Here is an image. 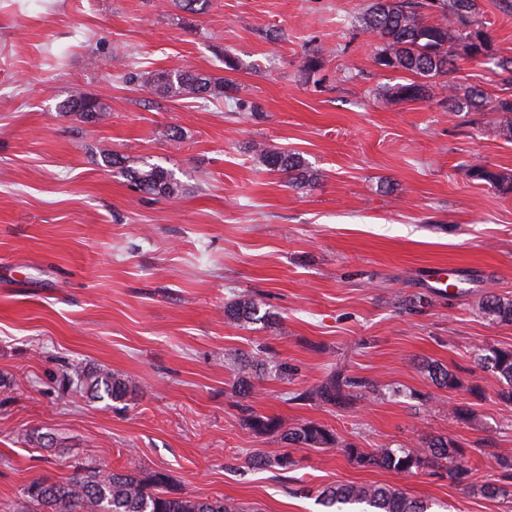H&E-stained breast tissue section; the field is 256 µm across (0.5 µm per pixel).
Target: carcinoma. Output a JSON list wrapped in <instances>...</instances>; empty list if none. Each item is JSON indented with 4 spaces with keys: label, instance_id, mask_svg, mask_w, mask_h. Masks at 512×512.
I'll return each instance as SVG.
<instances>
[{
    "label": "carcinoma",
    "instance_id": "carcinoma-1",
    "mask_svg": "<svg viewBox=\"0 0 512 512\" xmlns=\"http://www.w3.org/2000/svg\"><path fill=\"white\" fill-rule=\"evenodd\" d=\"M357 22L361 32L380 41L375 62L410 75L407 82L389 89L390 98L422 101L437 87L448 111L456 116L493 112L499 133L512 141V57L496 53L483 21L480 0H369ZM488 62L494 65L501 81L496 94L479 85L446 81L448 74L464 64L483 66ZM150 84L165 97L208 99L224 97L232 90V84L226 80L190 70L161 71L150 79ZM60 111L78 112L87 121L106 111V105L78 92L60 106ZM253 149L269 170L284 173L293 182L302 184L312 177L296 154L264 144H256ZM467 172L470 178L502 194H512L510 171L475 160L467 165ZM126 177L136 190L148 195L173 197L181 191L172 172L158 165L128 169ZM261 307L252 295L243 293L224 306V319L242 328L265 323L269 313L261 312ZM479 309L493 322L512 325L511 298L489 294ZM476 360L499 380L500 399L512 404V349L486 348L477 354ZM423 369L445 389L461 386L456 373L434 361L424 363ZM285 372L286 366L277 361L272 350L258 344L240 360L232 390L236 396L246 398L255 390L256 378L280 377ZM65 381L66 386H75L93 398L106 395L115 402L125 400L136 388L133 380L108 369L81 365L71 367ZM364 391L374 393L377 387L369 379L337 369L317 385L293 393L291 400L345 409ZM241 411L244 425L257 434L277 435L284 442L303 448H333L340 444L336 434L321 424L305 422L288 428L277 416L259 414L244 406ZM343 452L362 467L383 468L397 474L444 461L448 463V478L453 482L467 481L470 489L487 497L512 498V451L507 448L490 456L498 479L483 484L470 481L475 469L464 462L466 450L453 438H433L417 448H375L370 452L345 444ZM250 463L284 473L298 466V460L280 450L258 454L250 458ZM72 468V473L63 480L37 478L23 488L26 503L34 506L32 512H243V507L230 498L189 494L161 471L117 472L82 463H75ZM319 497L330 512H346L345 507L354 505L361 506L359 512H434V508L440 507L436 502L411 498L397 487L374 483L330 486Z\"/></svg>",
    "mask_w": 512,
    "mask_h": 512
}]
</instances>
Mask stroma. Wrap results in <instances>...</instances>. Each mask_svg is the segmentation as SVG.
Segmentation results:
<instances>
[{"instance_id":"obj_1","label":"stroma","mask_w":512,"mask_h":512,"mask_svg":"<svg viewBox=\"0 0 512 512\" xmlns=\"http://www.w3.org/2000/svg\"><path fill=\"white\" fill-rule=\"evenodd\" d=\"M365 6L210 0L194 14L176 0H0V512L77 460L162 471L250 512H323L320 491L347 483L395 485L448 512H512L444 471L363 468L336 447L290 446L300 465L286 474L247 463L282 445L245 428L232 394L258 343L288 372L243 406L287 426L314 421L364 451L449 437L478 483L495 478L488 453L512 449V405L476 362L512 346V326L478 309L491 293L512 298V194L466 169L479 158L512 170V141L493 115L385 97L402 75L356 31ZM315 51L316 79L303 69ZM177 69L231 80L232 95L155 93L148 76ZM77 91L106 112H62ZM256 142L299 154L311 180L270 171ZM112 153L170 170L180 194L134 191ZM243 293L267 324L225 322ZM425 359L461 388L437 387ZM77 364L137 388L121 403L89 399L63 386ZM334 368L377 393L348 410L290 402ZM456 404L476 421L456 419Z\"/></svg>"}]
</instances>
